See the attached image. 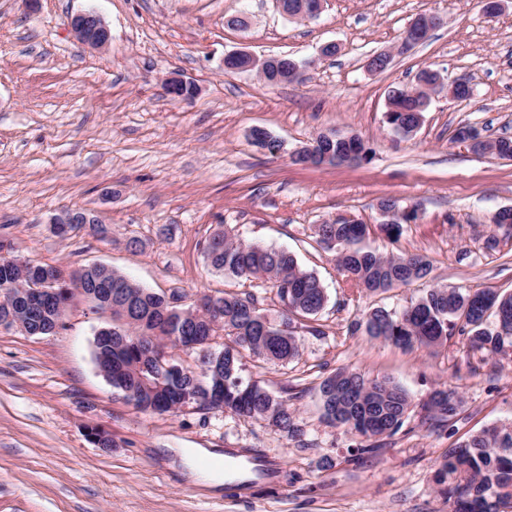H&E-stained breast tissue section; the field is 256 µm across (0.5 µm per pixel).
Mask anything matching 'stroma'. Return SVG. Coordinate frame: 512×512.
Listing matches in <instances>:
<instances>
[{"label": "stroma", "instance_id": "1", "mask_svg": "<svg viewBox=\"0 0 512 512\" xmlns=\"http://www.w3.org/2000/svg\"><path fill=\"white\" fill-rule=\"evenodd\" d=\"M87 10L111 30L104 51L68 27ZM421 14L443 23L384 73L368 72V58L398 45ZM234 16L247 17V28L228 27ZM330 41L340 54L321 58ZM238 49L307 63L306 78L271 86L225 72V54ZM426 69L466 75L473 95L457 103L440 89L405 138L385 120L388 94ZM173 73L200 95H166ZM464 125L512 137V0L493 20L480 0H325L306 21L283 15L275 0H0V240L67 272L104 264L187 306L204 294L249 292L280 320L268 282L207 267L205 243L224 226L293 254L327 294L315 317L293 319L295 359L241 358L243 382L300 392L299 442L267 421L195 404L141 412L98 372L95 333L112 318L82 296L53 334L0 326V512H450L440 464L469 435L512 425V355L473 352L459 335L403 350L357 324L379 307L402 311L432 287L512 293V230L492 221L512 206V159L455 141ZM256 127L273 149L252 144ZM330 132L358 135L369 159L293 162ZM385 199L414 213L395 239L378 229ZM64 207L92 213L102 231L88 224L55 234L49 219ZM339 215L370 225L366 249L424 256L429 275L384 293L356 290L335 252L316 242V225ZM132 238L138 249L128 248ZM340 368L408 392L397 433L368 440L323 420L318 386ZM437 388L462 400L445 426L421 408ZM92 429L111 448L90 440ZM174 448H233L270 472L220 488L189 483L171 465Z\"/></svg>", "mask_w": 512, "mask_h": 512}]
</instances>
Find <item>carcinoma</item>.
Wrapping results in <instances>:
<instances>
[{
	"label": "carcinoma",
	"mask_w": 512,
	"mask_h": 512,
	"mask_svg": "<svg viewBox=\"0 0 512 512\" xmlns=\"http://www.w3.org/2000/svg\"><path fill=\"white\" fill-rule=\"evenodd\" d=\"M399 111L388 115L392 130L409 137L418 128V113L410 90L396 89L389 96ZM456 139L474 141L477 151H490L500 158L512 156V137L487 139L474 126H462ZM319 151L330 153L315 165L355 162L369 157V150L356 136L350 143H327ZM369 225L335 219L315 228L317 242L336 251L338 269L356 288L385 292L427 277L429 263L417 254L383 256L360 247ZM211 270L227 277L267 279L283 319L263 322L265 309L251 293L203 296L200 304L187 308L170 306L168 297L150 292L104 266H86L72 274L82 284L81 295L97 309L112 307V338L94 340V361L103 376L112 377V387L133 390L131 400L143 412L176 413L193 402L205 410H218L243 419L268 421L287 438L304 435L290 401L296 395L282 388L276 395L259 383L240 382V350L269 361L286 363L299 354L292 315L315 316L327 297L319 279L301 268L284 252L234 241L226 229L217 230L204 246ZM19 266V258L0 257V316L21 301V289L29 287L32 271ZM48 287L63 292L46 300V308L33 307L21 325L36 328L63 319L74 292L58 280L59 269L34 265ZM495 318V328L486 326ZM366 334L403 349L434 346L458 334L467 337L477 352L506 354L512 350V293L489 289H428L400 313L376 308L362 322ZM233 337V344L216 351L205 340L218 332ZM199 352L194 369L167 368L157 356L170 349ZM322 416L331 425L345 428L366 439L396 433L403 424L411 399L407 391L386 378L370 379L357 371L342 369L319 385ZM461 401L445 389L434 390L423 409L431 419L445 425L454 419ZM441 493L452 512H503L512 504V428L488 427L448 450L439 471Z\"/></svg>",
	"instance_id": "1"
}]
</instances>
